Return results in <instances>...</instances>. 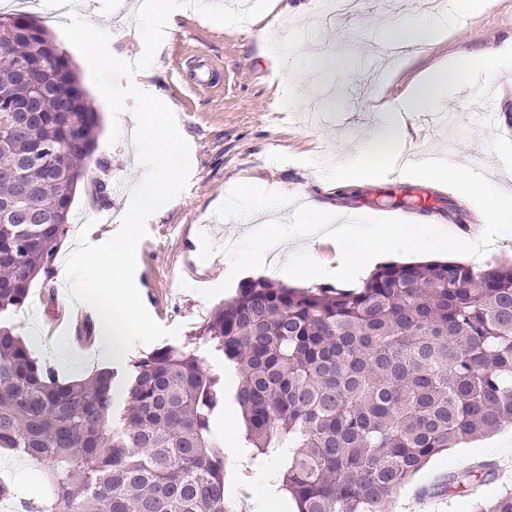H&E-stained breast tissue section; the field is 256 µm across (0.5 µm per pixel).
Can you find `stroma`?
<instances>
[{
  "label": "stroma",
  "instance_id": "stroma-1",
  "mask_svg": "<svg viewBox=\"0 0 512 512\" xmlns=\"http://www.w3.org/2000/svg\"><path fill=\"white\" fill-rule=\"evenodd\" d=\"M288 10L276 32L258 36L250 24L231 28L213 23L198 12L182 9L165 29L147 81L174 112L179 129L190 145L192 171L186 190L154 212L147 221L148 235L137 247L136 285L156 321L178 327L171 343L197 352L204 369L220 371L224 362L206 351L194 335L219 306V299H203L199 291L230 280L229 295L248 281L268 278L267 269H255L230 276L228 259L218 252L201 260L200 233H207L220 249L257 228L256 220L233 223L218 219L217 207L233 185L265 182L270 189L294 194L304 187L312 200L339 217L349 214L393 217L396 209L383 206H352L342 203L337 190L317 170L305 166L308 158L344 162L378 133L383 117L380 102L398 96L427 67L448 63L462 56L499 53L512 45V0H490L468 8L464 0H445L440 8L448 25L438 43L419 52L404 49L396 63L386 55L369 52L379 42L382 29L404 19L401 0H383L346 17L326 20L316 0H286ZM138 0H90L89 19L110 35L111 52L122 59L138 58L139 40L128 39ZM49 29L56 43L74 62L88 95V104L98 112L100 130L95 156L107 160V170L95 180L82 181L75 192L71 210L88 207L127 210V191L143 175L137 152L130 140L133 115L124 112L113 118L94 86L81 54L65 39L59 24ZM217 71L212 84L195 83L200 61ZM500 115L495 121L483 117L484 106L451 93L437 108L426 112L425 125H410L409 148L405 156L417 162L427 156H453L468 164L472 154H481L487 177L512 189V127L505 125L504 113H512V71L499 74ZM120 125L122 136L109 144L112 125ZM289 155L286 163H274L272 152ZM122 183L124 195L99 194L97 182ZM67 252H59L55 277L35 279L31 295L38 305L25 321L9 319L8 324L23 337H39L41 345L32 354L54 366L61 379H81L99 364L93 351L81 350L79 332H93L91 316L73 322L68 329L53 321L65 302L59 294V279L65 274ZM512 440V422L485 437L469 439L433 456L428 464L393 495L388 512H469L472 499L466 493L453 497L416 498L417 491L436 478L447 477L485 460L503 467L498 478L483 490L491 497L512 487V452L503 448Z\"/></svg>",
  "mask_w": 512,
  "mask_h": 512
}]
</instances>
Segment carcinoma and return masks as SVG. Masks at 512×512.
<instances>
[{"instance_id":"cac0c4a2","label":"carcinoma","mask_w":512,"mask_h":512,"mask_svg":"<svg viewBox=\"0 0 512 512\" xmlns=\"http://www.w3.org/2000/svg\"><path fill=\"white\" fill-rule=\"evenodd\" d=\"M0 120L35 107L34 125L0 144V207L17 192L8 170L37 185L39 224L0 218V316L31 283L51 279L70 231L72 191L89 175L98 116L51 32L0 13ZM28 67L41 89L16 79ZM50 148L53 173L22 157ZM420 188L374 205L409 207ZM198 339L238 376L170 346L124 371L65 381L0 325V448L49 463V492L24 512H228L224 403L240 410L241 447L263 464L287 448L272 482L298 512H385L429 458L512 420V264L387 263L358 287L289 288L257 279L215 308ZM484 481L469 468L437 485L452 495ZM472 512H512V489L474 495Z\"/></svg>"}]
</instances>
